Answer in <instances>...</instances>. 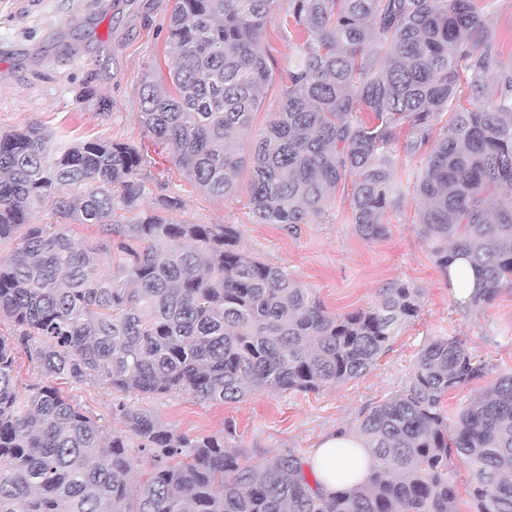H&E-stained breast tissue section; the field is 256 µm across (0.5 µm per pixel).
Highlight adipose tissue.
I'll return each instance as SVG.
<instances>
[{"label":"adipose tissue","mask_w":512,"mask_h":512,"mask_svg":"<svg viewBox=\"0 0 512 512\" xmlns=\"http://www.w3.org/2000/svg\"><path fill=\"white\" fill-rule=\"evenodd\" d=\"M370 463L361 437L344 428L325 434L310 460L320 487L328 492L363 481Z\"/></svg>","instance_id":"obj_1"}]
</instances>
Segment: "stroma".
I'll use <instances>...</instances> for the list:
<instances>
[{
	"label": "stroma",
	"mask_w": 512,
	"mask_h": 512,
	"mask_svg": "<svg viewBox=\"0 0 512 512\" xmlns=\"http://www.w3.org/2000/svg\"><path fill=\"white\" fill-rule=\"evenodd\" d=\"M172 0H0V131L42 128L52 144L119 139L138 147L145 171L165 192L179 195L176 224H230L251 257L271 263L310 289L329 312L343 315L375 305L379 289L401 281L420 289L419 315L402 326L364 376L316 391H258L239 402H203L184 392L128 394V404L152 414L175 434H225L229 448L252 460L293 453L308 460L322 436L343 427L358 432L365 412L402 388L418 350L437 336H455L487 365L479 381L444 400L449 418L478 392L512 371V288L479 311L463 310L414 224V197L384 215L377 241L354 231L348 199L336 198L322 222L298 234L251 219L247 186L229 199L201 192L175 166L168 150L136 120L146 78L167 81L165 52ZM64 395L106 430H118L112 394L96 383L58 381Z\"/></svg>",
	"instance_id": "stroma-1"
}]
</instances>
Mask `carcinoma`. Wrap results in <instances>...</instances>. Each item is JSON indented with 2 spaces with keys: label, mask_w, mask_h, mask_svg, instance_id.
I'll return each mask as SVG.
<instances>
[{
  "label": "carcinoma",
  "mask_w": 512,
  "mask_h": 512,
  "mask_svg": "<svg viewBox=\"0 0 512 512\" xmlns=\"http://www.w3.org/2000/svg\"><path fill=\"white\" fill-rule=\"evenodd\" d=\"M275 0H173L170 85L144 83L138 121L198 188L229 198L249 165L252 219L294 233L338 192L367 240L400 206L401 157L415 224L445 274L476 277L456 304L478 310L512 284V74L486 96L497 64L493 0H288L274 72L263 38ZM279 97L252 154L237 148L266 88ZM134 145L52 146L29 126L0 133V512H456L448 457L471 469L476 512H512V373L448 423L443 399L484 376L455 336L417 354L398 393L369 410L360 435L373 458L360 484L326 493L294 454L252 462L224 445L162 429L123 395L186 392L240 401L256 390L316 391L368 372L421 310L393 282L366 311L336 315L282 268L258 261L231 224H175L180 196L156 194ZM52 207L54 224H31ZM131 215L123 224L117 211ZM99 228L80 248L69 222ZM44 377L19 390L17 356ZM115 393L112 433L54 386ZM148 458L135 484L132 454Z\"/></svg>",
  "instance_id": "carcinoma-1"
}]
</instances>
